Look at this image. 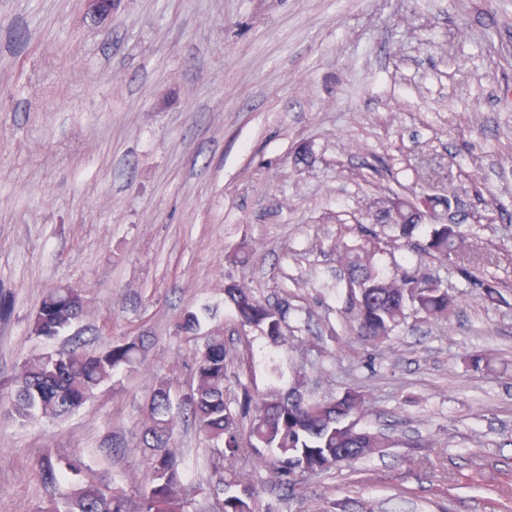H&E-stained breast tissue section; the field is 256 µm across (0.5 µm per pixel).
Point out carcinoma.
Listing matches in <instances>:
<instances>
[{
	"mask_svg": "<svg viewBox=\"0 0 512 512\" xmlns=\"http://www.w3.org/2000/svg\"><path fill=\"white\" fill-rule=\"evenodd\" d=\"M392 208L379 228L358 224L360 243L336 241V261L345 269L341 285L347 319L357 340L384 354L386 344L408 318L447 322L456 314V298L448 289L413 262L425 253L440 262L455 263L460 278L484 301L502 298V284L485 272L484 255L466 244L460 224L436 221L420 233L419 216L428 214L434 200L411 198L391 191ZM424 235L419 240L418 235ZM405 251L404 262L392 271L379 269L375 256ZM224 300L241 329H255L277 353L264 359L273 365L298 345L290 332L294 311L288 298L271 303L242 284L224 285ZM85 309L82 290L69 286L49 289L30 322V334L41 341L64 335ZM199 317L185 311L177 330L196 339ZM146 346L140 336H127L107 348L87 350L82 342L61 351L42 353L23 362L0 388L8 397V413L20 421L59 419L91 402L96 391L120 372H132L144 362ZM250 347L233 354L215 329L195 345L191 358L189 392L176 401L168 380H157L140 425L136 451L144 462V475L135 491L112 481L89 477L81 458L47 454L41 463L44 482L62 479L69 490L51 498L38 512H212L214 504L198 499L199 488L184 482L175 450L176 431L183 422L211 443L212 465L219 476L216 491L221 512H261L260 492L254 473L267 468L286 491L294 490L301 476H319L341 463L371 456L388 445L387 438L359 426L365 397L355 389L340 396L315 398L305 386V376L294 374L292 385H275L264 391L251 388L240 377L230 380V364L253 363ZM239 392L228 398L231 386Z\"/></svg>",
	"mask_w": 512,
	"mask_h": 512,
	"instance_id": "1",
	"label": "carcinoma"
}]
</instances>
